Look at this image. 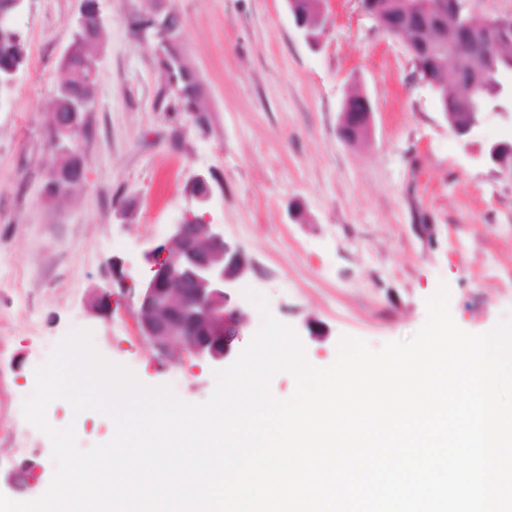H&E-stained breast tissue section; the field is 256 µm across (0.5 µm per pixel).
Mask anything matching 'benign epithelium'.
Masks as SVG:
<instances>
[{"label": "benign epithelium", "mask_w": 512, "mask_h": 512, "mask_svg": "<svg viewBox=\"0 0 512 512\" xmlns=\"http://www.w3.org/2000/svg\"><path fill=\"white\" fill-rule=\"evenodd\" d=\"M25 0H6L0 6V30L11 25L13 15L24 6ZM362 11L384 32H414L427 27L428 20L439 15L446 19L449 34L447 49L453 52L448 66V80L461 88L474 80L472 71L463 60L471 55L484 59L498 56V52L512 45V16L484 19L479 25L463 18V0H399L401 7L395 14L411 20L407 26L396 28L392 15L381 12L377 0H359ZM286 5L294 24L306 43L319 44V31L330 19L324 0L313 2L311 15L303 18L293 0ZM153 29L161 45L171 42L176 25L170 20H152L143 30ZM414 78L426 86L439 100L448 102L443 83L436 80L431 68L423 65V53L410 47ZM455 103L470 111L472 121L452 131L459 137H472L478 128L481 114L512 113V82L499 80L491 99L475 101L468 95L454 98ZM58 102L68 107L66 113L52 115L54 130V162L45 194L60 187L70 190L82 181L84 159L74 135L84 126V117L90 108L86 104ZM373 110L364 93L346 96L340 112L339 131L348 141L356 143L368 134ZM485 163L512 172V141L487 144L482 154ZM149 268L144 275L137 296L135 320L142 336L162 354L175 352L205 364L223 365L236 353L247 322L243 302L238 295L241 281L251 270L245 253L224 237V229L209 224L206 218L190 217L173 225L168 240L146 254Z\"/></svg>", "instance_id": "1"}]
</instances>
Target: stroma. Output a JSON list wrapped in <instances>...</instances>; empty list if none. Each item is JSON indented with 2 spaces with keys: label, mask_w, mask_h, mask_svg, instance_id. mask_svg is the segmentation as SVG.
<instances>
[{
  "label": "stroma",
  "mask_w": 512,
  "mask_h": 512,
  "mask_svg": "<svg viewBox=\"0 0 512 512\" xmlns=\"http://www.w3.org/2000/svg\"><path fill=\"white\" fill-rule=\"evenodd\" d=\"M98 3L100 67L78 141L85 176L53 203L43 196L48 130L81 2L26 0L15 19L25 58L0 97L1 494L35 500L52 483L51 441L22 404L36 368L73 330H91L96 349L146 385H170L188 402L209 398L212 367L160 356L134 320L146 252L188 215L223 225L253 263L245 286L296 331L318 368L334 363L342 338L378 350L410 337L443 285L467 332L512 319V176L479 156L489 142L512 140L511 118L491 112L474 137L455 136L439 101L412 81L403 40L361 16L355 0H331L314 48L285 0ZM172 12L181 59L201 89L193 112L156 38L138 32L142 20ZM354 89L373 108L372 134L357 145L337 133ZM200 177L211 190L203 208L192 193ZM295 205L301 218L290 216ZM419 224L432 225L433 237L420 236ZM493 264L495 281L485 277ZM106 289L104 316L89 302ZM46 418L57 429L74 425L83 450L114 430L110 417L73 415L62 400Z\"/></svg>",
  "instance_id": "35a3bbf8"
}]
</instances>
